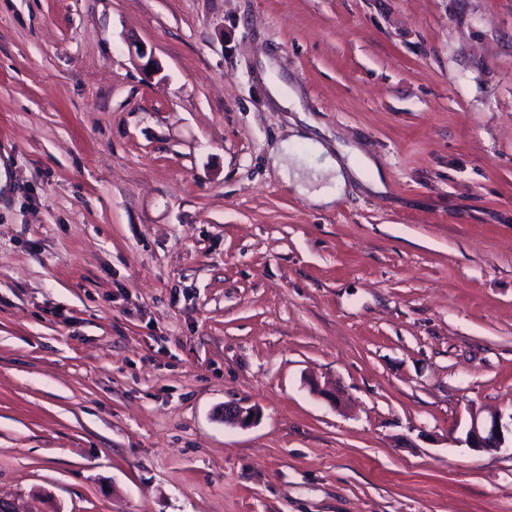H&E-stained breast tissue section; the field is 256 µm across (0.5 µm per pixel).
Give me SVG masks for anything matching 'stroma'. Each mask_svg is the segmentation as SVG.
Segmentation results:
<instances>
[{
    "label": "stroma",
    "instance_id": "obj_1",
    "mask_svg": "<svg viewBox=\"0 0 512 512\" xmlns=\"http://www.w3.org/2000/svg\"><path fill=\"white\" fill-rule=\"evenodd\" d=\"M265 56L384 193L288 185ZM492 412L512 0H0L9 512H512ZM510 428L503 422V416L494 414L489 419H482L477 414L471 416L466 442L470 448L483 451H498L506 444V433H510L512 447V415Z\"/></svg>",
    "mask_w": 512,
    "mask_h": 512
}]
</instances>
